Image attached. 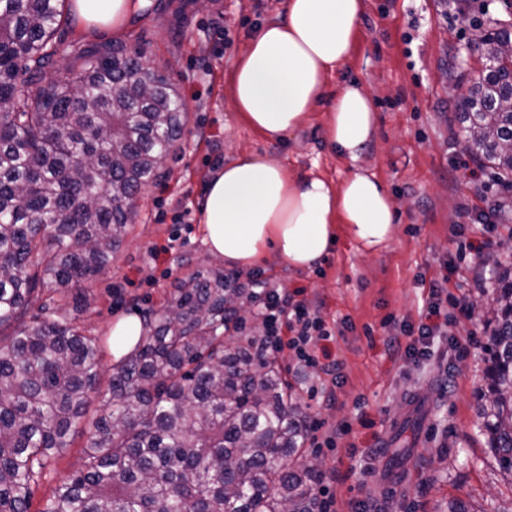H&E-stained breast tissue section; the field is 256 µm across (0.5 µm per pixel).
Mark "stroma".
Listing matches in <instances>:
<instances>
[{
	"label": "stroma",
	"mask_w": 512,
	"mask_h": 512,
	"mask_svg": "<svg viewBox=\"0 0 512 512\" xmlns=\"http://www.w3.org/2000/svg\"><path fill=\"white\" fill-rule=\"evenodd\" d=\"M284 0H150L121 32L63 29L67 40L124 42L181 90L188 121L158 177L143 191L110 267L89 280L88 305L76 313L90 336L108 337L124 315L161 305L175 284L200 270L223 268L203 241L200 210L215 169L252 155L276 159L291 173H317L341 183L354 171L375 175L395 204L391 242L365 252L339 237L323 262L296 269L276 256L260 268L271 286L299 293L335 332L318 346L336 361L339 377L281 356L307 418L351 431L335 450H309L320 472L335 475L340 512L376 492L382 468H399V495L381 500V512H512V482L501 475L479 433L478 394L484 384L483 348L456 356L451 336L485 338L481 307L491 297L490 260L512 264V176H500L464 149L450 85L467 88L477 60L462 62L476 32L491 19H508L503 0H364L348 60L331 78L306 123L282 141L265 138L238 117L230 76L247 37L279 20ZM357 82L377 114L374 136L357 161L331 152L323 129L339 86ZM444 283L449 301L469 305L447 335L435 337L426 358L393 352L383 327L393 317L416 325L431 283ZM431 405L407 431L402 465L376 451L411 413L407 398ZM89 429L72 430V445L48 466L35 489L33 512H43L55 489L79 467Z\"/></svg>",
	"instance_id": "1"
}]
</instances>
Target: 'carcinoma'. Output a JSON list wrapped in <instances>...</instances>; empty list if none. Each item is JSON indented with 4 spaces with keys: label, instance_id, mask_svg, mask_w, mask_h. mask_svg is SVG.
Instances as JSON below:
<instances>
[{
    "label": "carcinoma",
    "instance_id": "1",
    "mask_svg": "<svg viewBox=\"0 0 512 512\" xmlns=\"http://www.w3.org/2000/svg\"><path fill=\"white\" fill-rule=\"evenodd\" d=\"M63 2L0 0V512H31L108 346L66 317L26 322L25 309L39 289L86 301L188 117L144 52L62 39ZM510 44L502 27L471 50L491 59ZM456 110L468 152L512 173V70H479ZM493 270L479 415L512 479V267ZM247 296L219 270L195 272L145 314L112 365L80 467L41 512H312L317 469L288 371L229 329Z\"/></svg>",
    "mask_w": 512,
    "mask_h": 512
}]
</instances>
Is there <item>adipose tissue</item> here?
<instances>
[{
  "label": "adipose tissue",
  "mask_w": 512,
  "mask_h": 512,
  "mask_svg": "<svg viewBox=\"0 0 512 512\" xmlns=\"http://www.w3.org/2000/svg\"><path fill=\"white\" fill-rule=\"evenodd\" d=\"M75 3L78 18L97 32L119 31L143 6V0ZM362 12L363 0H286L284 19L252 33L232 70L241 119L272 139L300 128L349 57ZM374 127L370 95L353 82L339 87L324 129L330 150L357 160ZM201 224L210 253L228 266L248 269L274 255L309 268L341 232L364 250L387 245L395 209L376 176L357 171L336 184L316 174L291 175L276 160L241 156L210 177Z\"/></svg>",
  "instance_id": "adipose-tissue-1"
}]
</instances>
